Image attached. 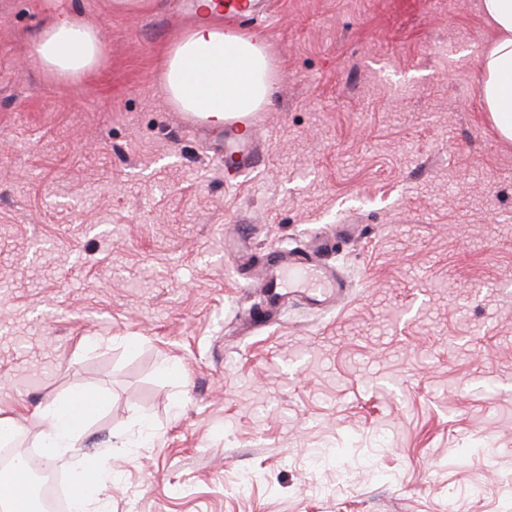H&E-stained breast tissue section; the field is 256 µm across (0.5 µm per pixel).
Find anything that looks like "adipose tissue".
I'll return each instance as SVG.
<instances>
[{
	"label": "adipose tissue",
	"mask_w": 512,
	"mask_h": 512,
	"mask_svg": "<svg viewBox=\"0 0 512 512\" xmlns=\"http://www.w3.org/2000/svg\"><path fill=\"white\" fill-rule=\"evenodd\" d=\"M479 11L496 37L480 60V97L503 140L512 142V0H479ZM101 36L66 18L45 21L33 38L31 53L41 67L58 77H76L100 58ZM168 99L181 111L220 127L225 119L259 110L273 91L269 58L262 38L197 21L169 49L162 64ZM99 396L80 389L46 408L40 446L92 487L105 475L92 459L76 457L74 448Z\"/></svg>",
	"instance_id": "adipose-tissue-1"
}]
</instances>
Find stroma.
Masks as SVG:
<instances>
[{
	"label": "stroma",
	"mask_w": 512,
	"mask_h": 512,
	"mask_svg": "<svg viewBox=\"0 0 512 512\" xmlns=\"http://www.w3.org/2000/svg\"><path fill=\"white\" fill-rule=\"evenodd\" d=\"M259 165L235 184L162 90L186 0H0V417L85 388L112 512L512 507V144L478 0H272ZM98 30L78 78L45 19ZM334 243L349 286L255 329L266 255ZM349 472L341 483L340 472ZM247 492H240L241 480ZM100 46L97 30L68 18H51L32 39L31 53L49 74L76 77L97 64Z\"/></svg>",
	"instance_id": "1"
}]
</instances>
